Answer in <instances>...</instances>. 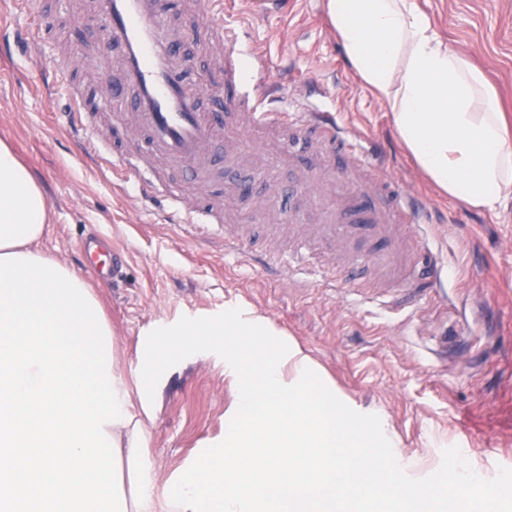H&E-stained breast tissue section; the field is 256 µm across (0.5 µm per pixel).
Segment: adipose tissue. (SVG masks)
<instances>
[{"label": "adipose tissue", "mask_w": 512, "mask_h": 512, "mask_svg": "<svg viewBox=\"0 0 512 512\" xmlns=\"http://www.w3.org/2000/svg\"><path fill=\"white\" fill-rule=\"evenodd\" d=\"M356 79L388 110L416 166L449 198L497 211L512 197V131L484 73L417 0H325ZM45 193L0 141V512H367L393 492L383 422L268 317L157 320L133 373L87 282L38 248ZM224 347L235 396L224 435L157 489L145 453L165 365Z\"/></svg>", "instance_id": "1"}]
</instances>
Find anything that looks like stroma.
<instances>
[{
    "instance_id": "35a3bbf8",
    "label": "stroma",
    "mask_w": 512,
    "mask_h": 512,
    "mask_svg": "<svg viewBox=\"0 0 512 512\" xmlns=\"http://www.w3.org/2000/svg\"><path fill=\"white\" fill-rule=\"evenodd\" d=\"M232 20L243 42L266 52L265 78L277 91L276 112L303 101L336 109L350 137L375 152L379 180L359 189L378 197L383 185L416 197L428 221L410 228L393 220L387 249L398 262L395 283L321 287L309 269L333 271L339 255L368 254L374 242L360 235L319 254L306 267L225 255L216 244L198 246L182 225L155 222L157 201L132 181L113 185L85 156L83 145L57 114L67 99L52 85L55 70L106 93L112 77L97 57L98 34L87 20L93 0H61L40 21L16 0H0V139L9 141L42 185L52 222L41 250L87 276L83 242L101 232L126 258L113 283L93 282L112 328L118 369L135 365L142 327L152 319L220 313L236 303L263 314L291 336L352 401L383 414L401 442L406 466L399 482L408 497L424 494L433 512H448V494L435 474L457 458L470 512H480L492 479L512 475V198L497 212L464 207L428 182L392 127L386 108L355 79L324 11V0H283L258 6L232 0ZM442 38L471 58L495 87L500 109L512 120V0H418ZM207 111L223 110L224 124L205 180L154 166L200 197L225 225L254 233L274 224L289 242L318 224H343L349 195L344 158L318 160L302 146L285 147L274 127H254L245 113L224 103L219 78L224 50L194 39L188 48ZM125 107L91 113L100 147L121 145L145 155L128 132ZM313 184V194L303 185ZM233 389L224 358L207 352L171 366L149 428L158 486L206 440L224 434V410Z\"/></svg>"
}]
</instances>
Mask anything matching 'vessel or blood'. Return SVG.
Listing matches in <instances>:
<instances>
[{"label":"vessel or blood","instance_id":"vessel-or-blood-1","mask_svg":"<svg viewBox=\"0 0 512 512\" xmlns=\"http://www.w3.org/2000/svg\"><path fill=\"white\" fill-rule=\"evenodd\" d=\"M175 0H96L93 15L98 25L104 55L100 66H107L109 57H116L121 79L114 84L109 97L101 100L100 110H109L113 101L132 93L130 111L134 125L143 134L148 158H135L121 151L102 154L97 150L98 132L88 116L78 88H71L67 108L61 117L64 123L80 135L94 154L98 167L108 172L113 182L136 177L146 195L165 197L184 224H212L216 218L203 205L197 204L178 186L162 182L151 157L194 173L203 172L217 136L213 117L201 110L199 89L191 87V61L184 51L185 44L196 35L194 29L178 25ZM205 35L210 42L224 46V85L238 88V107L251 115L256 126L279 125L288 131L290 140L314 133L313 143L323 154L344 148L353 164L352 171L372 172L373 164L366 148L349 138L336 121L333 111L309 103L298 109L281 112L262 110L261 103L269 86L257 81L252 88H239L238 65L243 54L262 62L258 49L243 51L237 36L224 26L223 0H209L203 17ZM347 230L343 224L318 225L313 235L298 236L294 255L306 258L317 248L329 245ZM89 257V269L98 280L115 277L123 261L121 254L112 252L106 235L91 237L84 245ZM390 257L377 253L369 259L348 257L339 268L342 280H352L365 263L383 266Z\"/></svg>","mask_w":512,"mask_h":512}]
</instances>
